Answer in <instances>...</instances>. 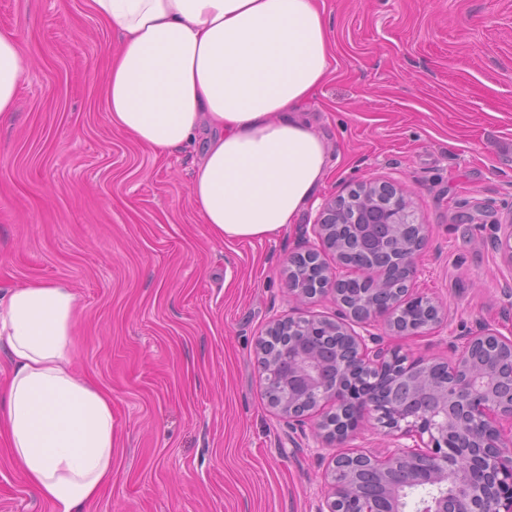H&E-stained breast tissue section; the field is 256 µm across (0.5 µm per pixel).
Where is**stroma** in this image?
<instances>
[{
	"label": "stroma",
	"mask_w": 512,
	"mask_h": 512,
	"mask_svg": "<svg viewBox=\"0 0 512 512\" xmlns=\"http://www.w3.org/2000/svg\"><path fill=\"white\" fill-rule=\"evenodd\" d=\"M331 70L305 110L333 169L318 201L367 180L407 193L428 245L417 294L450 324L386 336L443 361L486 325L512 333V0H324ZM26 67L0 115V294L76 295L79 375L112 397V480L85 512H317L344 447L269 407L257 343L272 319L334 317L288 296V258L317 247L318 209L268 240L209 234L188 202L192 147L157 156L111 127L100 84L118 35L85 0H0ZM0 512H52L0 442Z\"/></svg>",
	"instance_id": "obj_1"
}]
</instances>
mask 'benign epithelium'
Listing matches in <instances>:
<instances>
[{"label":"benign epithelium","instance_id":"1","mask_svg":"<svg viewBox=\"0 0 512 512\" xmlns=\"http://www.w3.org/2000/svg\"><path fill=\"white\" fill-rule=\"evenodd\" d=\"M370 212L391 227L413 223L399 189L389 182L365 183L347 201L322 203L312 232L323 251L289 257L290 267L302 258L314 260L323 284L313 292L290 283L292 296L305 304L330 295L341 314L273 322L267 336L288 334L290 350L281 358L266 340L259 342L267 402L290 422H313L319 441L342 444L371 420L396 434L393 449L383 456L358 449L336 455L324 477L320 512H383L374 496L359 488L357 474L365 468L393 495L426 476L428 484L451 489L423 501L420 512H512V336L486 327L441 364L386 346L371 332L378 323L393 336H418L448 324V312L408 286L418 274L428 225H416L418 234L392 254L396 288L389 286L386 266L350 261L362 245L358 215ZM499 231L497 245L512 266V219ZM326 252L334 264L326 262ZM352 281L372 283V299H350L346 285ZM409 306L422 309V321L403 320ZM438 364L445 370L441 384L431 375ZM311 394L317 400L313 408Z\"/></svg>","mask_w":512,"mask_h":512}]
</instances>
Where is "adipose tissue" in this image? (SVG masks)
Masks as SVG:
<instances>
[{
	"mask_svg": "<svg viewBox=\"0 0 512 512\" xmlns=\"http://www.w3.org/2000/svg\"><path fill=\"white\" fill-rule=\"evenodd\" d=\"M122 37L102 91L110 123L163 155L205 136L189 202L227 242L264 241L298 221L330 156L303 109L331 67L320 0H87ZM24 61L0 32V113ZM76 296L33 282L0 299V434L53 512H84L112 479V397L74 369Z\"/></svg>",
	"mask_w": 512,
	"mask_h": 512,
	"instance_id": "adipose-tissue-1",
	"label": "adipose tissue"
}]
</instances>
